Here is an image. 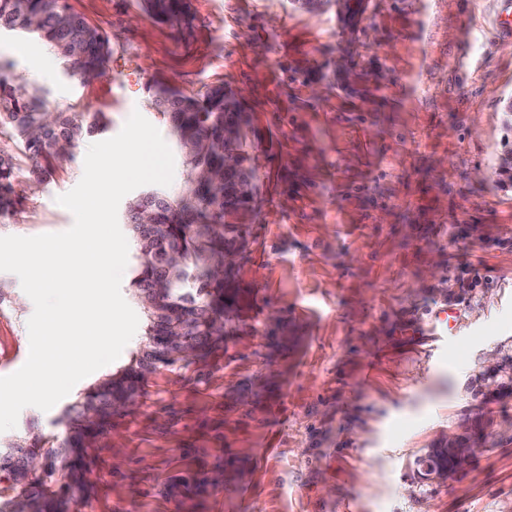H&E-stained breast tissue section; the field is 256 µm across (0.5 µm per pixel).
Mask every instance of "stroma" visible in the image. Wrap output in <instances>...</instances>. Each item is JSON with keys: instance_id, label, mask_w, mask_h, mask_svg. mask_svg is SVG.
I'll use <instances>...</instances> for the list:
<instances>
[{"instance_id": "1", "label": "stroma", "mask_w": 512, "mask_h": 512, "mask_svg": "<svg viewBox=\"0 0 512 512\" xmlns=\"http://www.w3.org/2000/svg\"><path fill=\"white\" fill-rule=\"evenodd\" d=\"M111 40L109 76L73 74L43 41L0 35V62L50 108L132 112L174 138L146 86L241 95L256 190L225 279L224 342L158 368L111 440L87 449L75 512H512V400L485 404L487 357L512 358V185L475 179L512 147V0H189L194 30L140 0H69ZM344 67H337V60ZM92 137L32 186L14 142L17 204L0 236L60 233L58 196L80 181ZM480 272L469 281L467 266ZM0 376L29 353L32 305L0 272ZM458 315L454 337L439 315ZM29 406L0 444L58 419L139 349ZM481 420L489 451L443 482L414 461Z\"/></svg>"}]
</instances>
